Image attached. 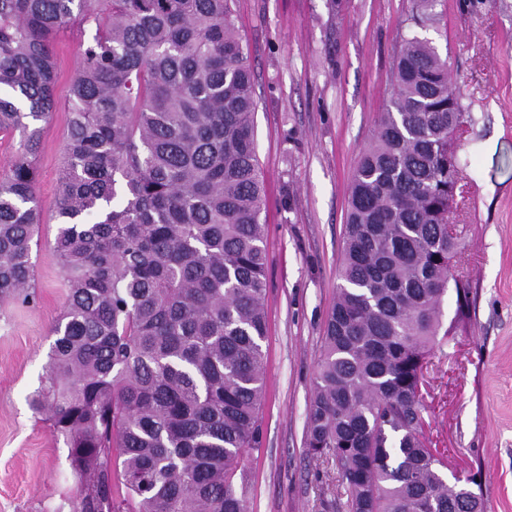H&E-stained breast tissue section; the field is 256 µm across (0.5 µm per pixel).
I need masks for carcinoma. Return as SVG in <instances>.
<instances>
[{
    "label": "carcinoma",
    "mask_w": 512,
    "mask_h": 512,
    "mask_svg": "<svg viewBox=\"0 0 512 512\" xmlns=\"http://www.w3.org/2000/svg\"><path fill=\"white\" fill-rule=\"evenodd\" d=\"M234 0H0V299L35 302L41 210L32 163L56 109L53 46L90 32L69 88L54 252L67 288L49 384L31 398L80 487L72 512H248L259 449L268 290L252 73ZM464 112L448 61L400 36L388 104L354 172L307 411L310 455L335 465L336 512H485L425 444L423 367L469 308Z\"/></svg>",
    "instance_id": "carcinoma-1"
}]
</instances>
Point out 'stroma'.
<instances>
[{
  "label": "stroma",
  "instance_id": "stroma-1",
  "mask_svg": "<svg viewBox=\"0 0 512 512\" xmlns=\"http://www.w3.org/2000/svg\"><path fill=\"white\" fill-rule=\"evenodd\" d=\"M251 67L266 191L269 292L266 394L259 451L243 462L252 512H323L336 469L305 448L307 409L327 313L336 298L349 187L394 82L400 35L447 58L468 117V166L451 221L468 244L467 317L429 359L424 434L451 472L477 475L485 512H512V0H235ZM79 38L54 46L56 110L38 155L37 301H0V512H71L79 478L45 416L29 405L49 363L67 289L53 242L69 85Z\"/></svg>",
  "mask_w": 512,
  "mask_h": 512
}]
</instances>
